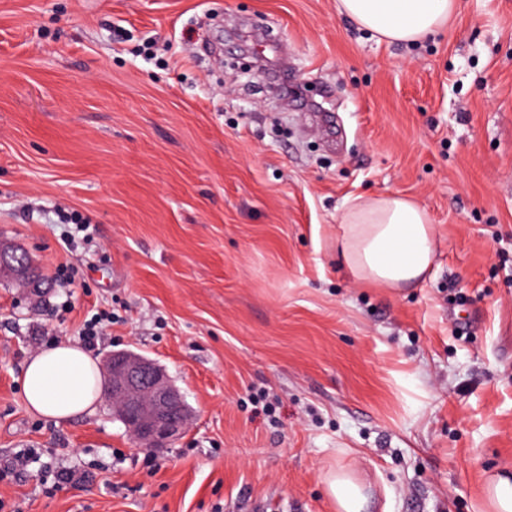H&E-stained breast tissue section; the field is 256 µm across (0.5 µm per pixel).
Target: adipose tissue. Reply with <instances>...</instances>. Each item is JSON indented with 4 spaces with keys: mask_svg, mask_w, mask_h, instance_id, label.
<instances>
[{
    "mask_svg": "<svg viewBox=\"0 0 512 512\" xmlns=\"http://www.w3.org/2000/svg\"><path fill=\"white\" fill-rule=\"evenodd\" d=\"M456 0H338V11L360 28L396 43L414 44L444 26ZM339 254L360 282L397 288L421 281L435 255L436 232L425 209L398 194L355 201L340 216ZM21 386L28 407L67 421L92 413L102 395L100 365L82 347L61 342L31 356ZM337 512H364L368 498L345 471L324 476Z\"/></svg>",
    "mask_w": 512,
    "mask_h": 512,
    "instance_id": "1",
    "label": "adipose tissue"
}]
</instances>
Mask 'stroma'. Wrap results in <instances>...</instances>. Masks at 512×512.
<instances>
[{
	"label": "stroma",
	"instance_id": "obj_1",
	"mask_svg": "<svg viewBox=\"0 0 512 512\" xmlns=\"http://www.w3.org/2000/svg\"><path fill=\"white\" fill-rule=\"evenodd\" d=\"M388 193L439 240L410 288L337 250L341 211ZM0 240L49 282L0 278L19 512H336L330 470L370 512H487L512 467V0L412 45L337 0H0ZM102 309L90 354L156 360L194 413L153 470L107 403L58 423L22 395ZM60 466L91 478L47 490Z\"/></svg>",
	"mask_w": 512,
	"mask_h": 512
}]
</instances>
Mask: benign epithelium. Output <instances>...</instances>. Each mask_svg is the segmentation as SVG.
Here are the masks:
<instances>
[{
  "label": "benign epithelium",
  "mask_w": 512,
  "mask_h": 512,
  "mask_svg": "<svg viewBox=\"0 0 512 512\" xmlns=\"http://www.w3.org/2000/svg\"><path fill=\"white\" fill-rule=\"evenodd\" d=\"M0 277L33 294L43 282L22 249L0 241ZM105 396L112 413L125 424L136 444L165 448L187 429L192 412L166 370L156 361L130 350L104 356Z\"/></svg>",
  "instance_id": "1"
}]
</instances>
